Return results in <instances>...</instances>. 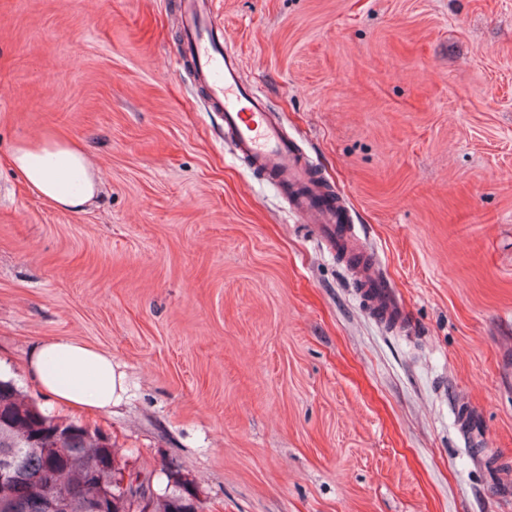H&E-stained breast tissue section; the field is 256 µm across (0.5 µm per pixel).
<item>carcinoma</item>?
I'll return each mask as SVG.
<instances>
[{
    "label": "carcinoma",
    "instance_id": "carcinoma-1",
    "mask_svg": "<svg viewBox=\"0 0 512 512\" xmlns=\"http://www.w3.org/2000/svg\"><path fill=\"white\" fill-rule=\"evenodd\" d=\"M105 436L79 421L59 419L29 401L11 379L0 378V451L12 452L15 506L0 512H45L46 501L66 495V512H81L82 500L110 492L107 512H200L198 487L176 465L163 478H117L127 462L117 459Z\"/></svg>",
    "mask_w": 512,
    "mask_h": 512
}]
</instances>
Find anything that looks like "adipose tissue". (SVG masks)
Returning <instances> with one entry per match:
<instances>
[{"label": "adipose tissue", "mask_w": 512, "mask_h": 512, "mask_svg": "<svg viewBox=\"0 0 512 512\" xmlns=\"http://www.w3.org/2000/svg\"><path fill=\"white\" fill-rule=\"evenodd\" d=\"M10 161L30 190L56 207H82L99 191L97 168L73 141L24 139L14 145ZM28 371L39 390L52 400L84 409L110 410L124 391V376L117 372L111 356L67 338L36 346L28 359Z\"/></svg>", "instance_id": "adipose-tissue-1"}]
</instances>
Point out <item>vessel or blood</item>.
I'll return each instance as SVG.
<instances>
[{
	"label": "vessel or blood",
	"mask_w": 512,
	"mask_h": 512,
	"mask_svg": "<svg viewBox=\"0 0 512 512\" xmlns=\"http://www.w3.org/2000/svg\"><path fill=\"white\" fill-rule=\"evenodd\" d=\"M180 58L192 68L213 111L222 115L224 140L252 169L268 176L300 223L313 225L329 251L355 262V274L370 312L384 323H398L402 310L391 285L377 271L342 199L322 182L313 162L288 138L268 110L258 82L245 80L240 57L224 46V20L214 0H179Z\"/></svg>",
	"instance_id": "vessel-or-blood-1"
}]
</instances>
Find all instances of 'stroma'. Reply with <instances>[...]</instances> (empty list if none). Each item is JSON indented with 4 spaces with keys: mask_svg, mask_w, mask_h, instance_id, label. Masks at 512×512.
<instances>
[{
    "mask_svg": "<svg viewBox=\"0 0 512 512\" xmlns=\"http://www.w3.org/2000/svg\"><path fill=\"white\" fill-rule=\"evenodd\" d=\"M217 7L406 330L225 144L177 0H0V377L202 512H512V0ZM46 134L100 173L83 211L9 163ZM58 337L111 354V412L39 392Z\"/></svg>",
    "mask_w": 512,
    "mask_h": 512,
    "instance_id": "stroma-1",
    "label": "stroma"
}]
</instances>
